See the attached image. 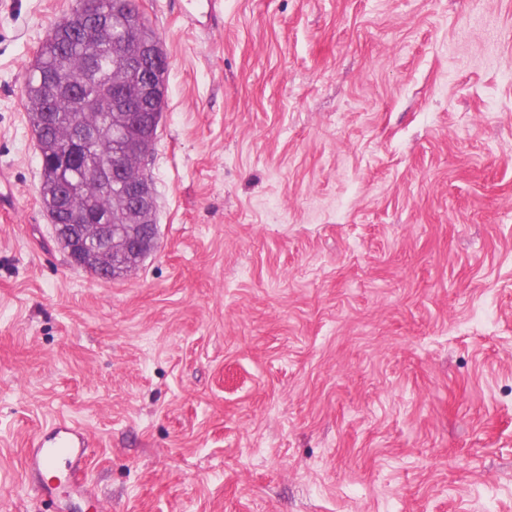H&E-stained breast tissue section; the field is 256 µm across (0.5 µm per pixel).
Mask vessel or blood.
Returning <instances> with one entry per match:
<instances>
[{
    "mask_svg": "<svg viewBox=\"0 0 512 512\" xmlns=\"http://www.w3.org/2000/svg\"><path fill=\"white\" fill-rule=\"evenodd\" d=\"M89 441L73 421L58 419L36 437L25 459L29 486L40 496L63 507L65 498L89 495L81 476V465Z\"/></svg>",
    "mask_w": 512,
    "mask_h": 512,
    "instance_id": "obj_1",
    "label": "vessel or blood"
}]
</instances>
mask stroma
I'll return each instance as SVG.
<instances>
[{"label": "stroma", "mask_w": 512, "mask_h": 512, "mask_svg": "<svg viewBox=\"0 0 512 512\" xmlns=\"http://www.w3.org/2000/svg\"><path fill=\"white\" fill-rule=\"evenodd\" d=\"M140 0L169 67L156 248L111 282L40 198L28 69L77 0H0V512H512V0ZM89 441L85 432L69 419L50 423L36 437L25 459V473L29 486L40 496L50 499L61 512L66 498L84 497L90 490L81 477V465L87 454ZM64 465L65 470H60ZM55 472L47 478L46 475ZM66 486L62 497L57 492Z\"/></svg>", "instance_id": "stroma-1"}]
</instances>
